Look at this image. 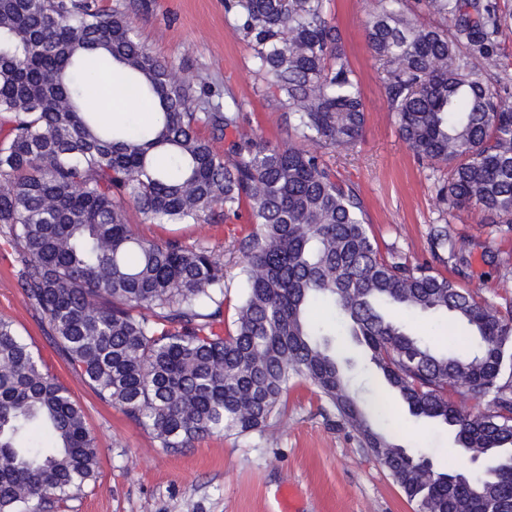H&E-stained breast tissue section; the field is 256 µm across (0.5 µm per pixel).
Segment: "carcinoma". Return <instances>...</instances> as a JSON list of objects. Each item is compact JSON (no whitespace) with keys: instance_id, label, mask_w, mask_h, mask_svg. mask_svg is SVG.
Here are the masks:
<instances>
[{"instance_id":"obj_1","label":"carcinoma","mask_w":512,"mask_h":512,"mask_svg":"<svg viewBox=\"0 0 512 512\" xmlns=\"http://www.w3.org/2000/svg\"><path fill=\"white\" fill-rule=\"evenodd\" d=\"M375 0L365 39L389 112L421 161L448 169L439 194L462 213L512 224V77L497 0ZM329 0H224L267 93L296 138L359 143L365 110ZM149 103L140 126L106 124L112 82ZM177 78L118 10L90 0H0V243L26 304L71 371L104 402L178 451L204 437L261 432L305 380L354 428L418 512H512V308L430 266L382 255L363 200L323 156L242 131ZM217 138L235 132L224 153ZM157 224L246 214L237 242L245 296L224 330V259L204 241L147 239ZM443 314L470 337H428L386 310ZM341 323L416 417L448 426L481 477L437 472L384 431L341 370ZM485 404L460 412V392ZM100 448L81 405L0 318V512H56L96 482Z\"/></svg>"}]
</instances>
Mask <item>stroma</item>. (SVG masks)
Masks as SVG:
<instances>
[{
    "mask_svg": "<svg viewBox=\"0 0 512 512\" xmlns=\"http://www.w3.org/2000/svg\"><path fill=\"white\" fill-rule=\"evenodd\" d=\"M103 13L123 10L140 40L174 70L193 71L211 89L213 103H239L245 131L268 141L288 134L272 98L262 88L253 51L224 17V0H96ZM373 0H330V18L345 39L362 88L364 136L349 150L322 154L340 178L360 193L366 219L382 253L394 252L413 265L430 264L443 274L463 263L465 281L482 297L512 299V230L486 223L476 209L455 214L438 194L442 169L419 163L400 137L387 105L377 64L365 40ZM128 221L146 238L205 240L224 255L228 291L224 321L232 323L242 298V256L233 244L246 236V221L209 219L198 224H153L136 210ZM447 226L450 246L435 251L433 226ZM0 315L13 320L19 336L38 351L49 370L86 411L100 448L95 485L67 501L61 512H416L357 433L339 423L313 386L296 383L282 413L261 432L212 436L180 452L160 448L152 436L116 407L102 401L75 377L47 338L45 316L27 306L14 276L13 258L0 253ZM334 344L344 371L369 412L412 452L424 454L435 470L473 472L469 454L454 448L453 434L439 423L411 415L347 334Z\"/></svg>",
    "mask_w": 512,
    "mask_h": 512,
    "instance_id": "35a3bbf8",
    "label": "stroma"
}]
</instances>
